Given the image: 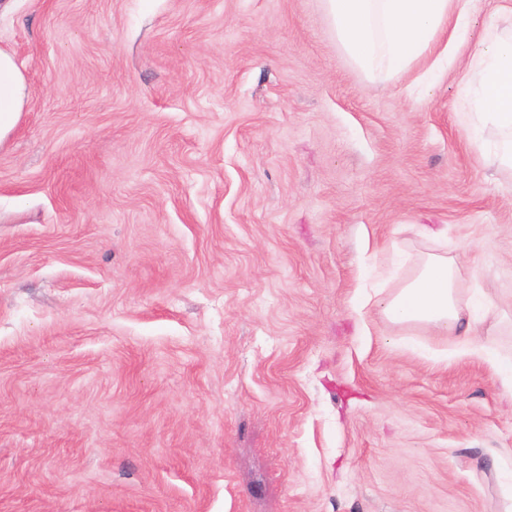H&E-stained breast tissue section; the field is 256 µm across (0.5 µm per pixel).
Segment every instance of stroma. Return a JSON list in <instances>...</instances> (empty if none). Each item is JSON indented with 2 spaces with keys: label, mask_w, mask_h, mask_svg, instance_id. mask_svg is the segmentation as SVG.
I'll return each mask as SVG.
<instances>
[{
  "label": "stroma",
  "mask_w": 512,
  "mask_h": 512,
  "mask_svg": "<svg viewBox=\"0 0 512 512\" xmlns=\"http://www.w3.org/2000/svg\"><path fill=\"white\" fill-rule=\"evenodd\" d=\"M0 512H512V395L378 302L448 251L512 356V171L460 71L324 0H13Z\"/></svg>",
  "instance_id": "obj_1"
}]
</instances>
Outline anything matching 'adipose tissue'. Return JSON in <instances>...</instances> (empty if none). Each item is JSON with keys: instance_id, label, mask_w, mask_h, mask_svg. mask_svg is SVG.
Segmentation results:
<instances>
[{"instance_id": "obj_1", "label": "adipose tissue", "mask_w": 512, "mask_h": 512, "mask_svg": "<svg viewBox=\"0 0 512 512\" xmlns=\"http://www.w3.org/2000/svg\"><path fill=\"white\" fill-rule=\"evenodd\" d=\"M329 20L344 52L366 73L401 70L426 59L431 69L453 67L483 0H325ZM467 106L466 123L479 156L512 168V26L489 21L458 83ZM28 100L26 76L15 57L0 49V143L18 125ZM457 261L431 254L416 275L382 311L395 324L418 323L455 337L452 354L476 358L499 376L512 393V358L501 357L476 334L478 308L460 298Z\"/></svg>"}]
</instances>
